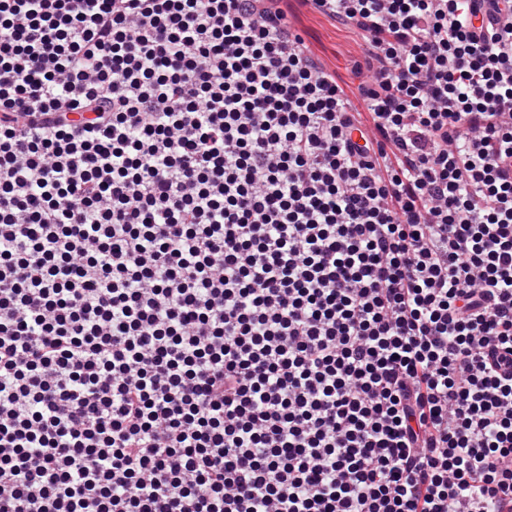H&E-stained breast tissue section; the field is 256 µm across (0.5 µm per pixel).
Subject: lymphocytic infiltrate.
Instances as JSON below:
<instances>
[{
    "mask_svg": "<svg viewBox=\"0 0 512 512\" xmlns=\"http://www.w3.org/2000/svg\"><path fill=\"white\" fill-rule=\"evenodd\" d=\"M0 0V512H512V0ZM293 22L298 33L315 53L331 69L349 80L351 60L359 52V46L350 31L329 17L306 7L298 9Z\"/></svg>",
    "mask_w": 512,
    "mask_h": 512,
    "instance_id": "lymphocytic-infiltrate-1",
    "label": "lymphocytic infiltrate"
}]
</instances>
